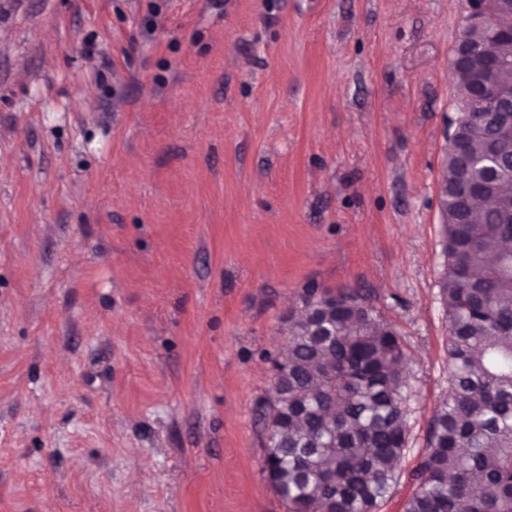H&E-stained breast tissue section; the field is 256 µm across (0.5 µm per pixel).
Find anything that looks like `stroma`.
Returning <instances> with one entry per match:
<instances>
[{
	"instance_id": "stroma-1",
	"label": "stroma",
	"mask_w": 512,
	"mask_h": 512,
	"mask_svg": "<svg viewBox=\"0 0 512 512\" xmlns=\"http://www.w3.org/2000/svg\"><path fill=\"white\" fill-rule=\"evenodd\" d=\"M465 0H0V512H288L257 403L306 288L448 389Z\"/></svg>"
}]
</instances>
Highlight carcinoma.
<instances>
[{"label":"carcinoma","mask_w":512,"mask_h":512,"mask_svg":"<svg viewBox=\"0 0 512 512\" xmlns=\"http://www.w3.org/2000/svg\"><path fill=\"white\" fill-rule=\"evenodd\" d=\"M502 23L468 33L486 50ZM463 155L443 160L448 394L433 411L404 512H512V141L490 152V106L456 119ZM482 186L479 197L468 188ZM288 382L258 413L273 429L268 481L288 512H378L407 442L406 359L397 330L356 289L308 288L288 313Z\"/></svg>","instance_id":"carcinoma-1"}]
</instances>
